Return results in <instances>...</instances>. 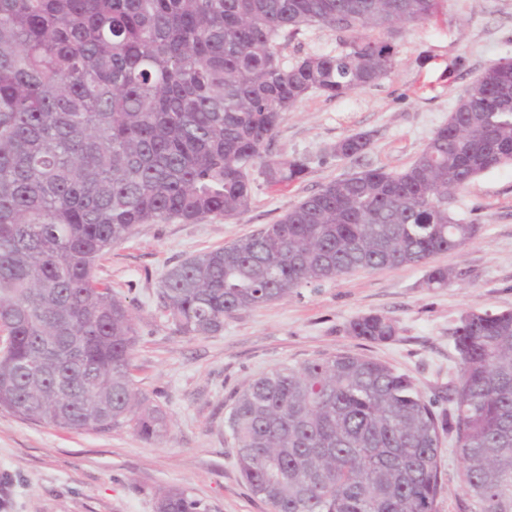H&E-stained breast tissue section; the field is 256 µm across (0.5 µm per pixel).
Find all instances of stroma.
Listing matches in <instances>:
<instances>
[{
  "label": "stroma",
  "instance_id": "1",
  "mask_svg": "<svg viewBox=\"0 0 512 512\" xmlns=\"http://www.w3.org/2000/svg\"><path fill=\"white\" fill-rule=\"evenodd\" d=\"M386 39L396 64L377 84L337 98L312 93L282 114L265 154L304 158L300 178L270 184L253 166L245 212L141 224L102 257L99 277L135 317L134 384L161 407L166 429L151 440L129 427L71 432L0 407V512H155L158 494L169 488L184 490L201 512H269L238 471L224 425L229 406L252 379L332 353L384 362L447 408L444 395L460 366L454 330L461 317L474 308L512 310L511 166L479 175L452 203L455 217L479 224L480 232L464 248L432 258L455 272L448 287L425 286L428 266L362 269L239 311L205 337L180 333L158 298L168 268L259 232L329 181L366 168L408 167L477 76L512 58V0H443L434 17L397 26ZM339 49L334 30L314 25L284 43L280 58L290 65ZM355 133L370 135L366 153L336 158V142ZM368 313L396 323L393 341L352 336L350 322ZM442 463L446 490L437 512H463L453 438L443 442Z\"/></svg>",
  "mask_w": 512,
  "mask_h": 512
}]
</instances>
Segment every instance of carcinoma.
<instances>
[{
  "label": "carcinoma",
  "mask_w": 512,
  "mask_h": 512,
  "mask_svg": "<svg viewBox=\"0 0 512 512\" xmlns=\"http://www.w3.org/2000/svg\"><path fill=\"white\" fill-rule=\"evenodd\" d=\"M438 0H0V407L87 432L129 426L153 439L162 409L133 382L129 305L96 274L139 224L246 211L250 167L293 181L301 158L265 147L311 92L337 97L390 73V42L368 34L430 19ZM313 24L343 49L282 63L279 41ZM370 135L338 142L357 159ZM512 164V64L486 67L448 121L399 172L325 184L274 224L165 272L178 330L358 269L425 265L479 225L449 210L478 175ZM457 277L427 271L428 288ZM351 333L385 343L369 313ZM460 368L439 415L409 376L336 353L280 367L236 394L225 426L251 493L270 512H436L442 436L454 434L466 512H512V311L472 309L455 331ZM157 512H198L180 489Z\"/></svg>",
  "instance_id": "obj_1"
}]
</instances>
